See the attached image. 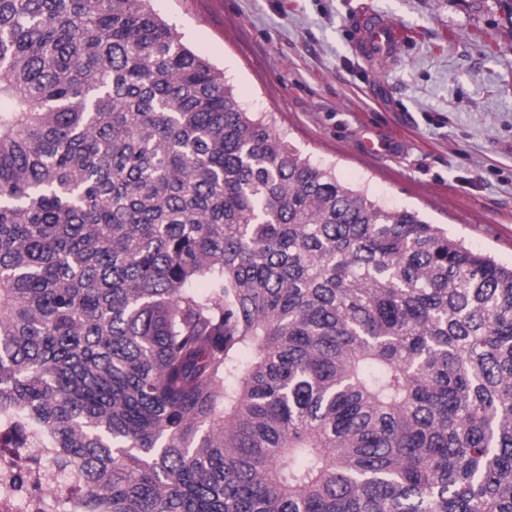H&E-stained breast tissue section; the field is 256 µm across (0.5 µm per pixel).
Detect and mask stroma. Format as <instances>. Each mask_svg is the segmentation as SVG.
Listing matches in <instances>:
<instances>
[{
	"instance_id": "35a3bbf8",
	"label": "stroma",
	"mask_w": 512,
	"mask_h": 512,
	"mask_svg": "<svg viewBox=\"0 0 512 512\" xmlns=\"http://www.w3.org/2000/svg\"><path fill=\"white\" fill-rule=\"evenodd\" d=\"M302 157L512 264V9L504 0H152ZM406 30L368 63L351 21ZM381 141L362 149L363 137Z\"/></svg>"
}]
</instances>
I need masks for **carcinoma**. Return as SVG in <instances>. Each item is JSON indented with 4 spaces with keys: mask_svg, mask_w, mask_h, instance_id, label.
Masks as SVG:
<instances>
[{
    "mask_svg": "<svg viewBox=\"0 0 512 512\" xmlns=\"http://www.w3.org/2000/svg\"><path fill=\"white\" fill-rule=\"evenodd\" d=\"M151 0H0V420L79 512H512V266L246 111Z\"/></svg>",
    "mask_w": 512,
    "mask_h": 512,
    "instance_id": "1",
    "label": "carcinoma"
}]
</instances>
